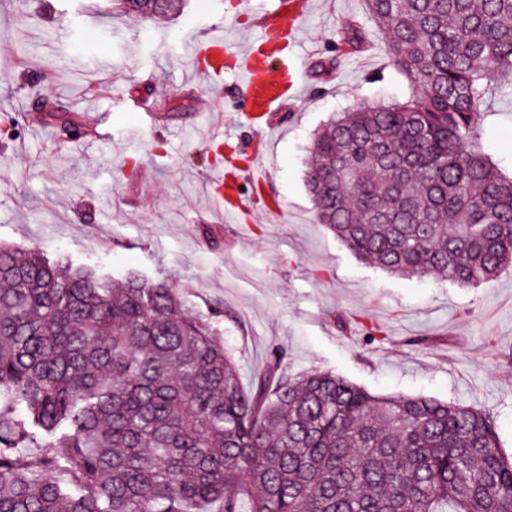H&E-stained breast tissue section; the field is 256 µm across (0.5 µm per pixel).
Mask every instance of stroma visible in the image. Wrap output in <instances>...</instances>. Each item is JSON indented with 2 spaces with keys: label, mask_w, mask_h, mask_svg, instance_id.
<instances>
[{
  "label": "stroma",
  "mask_w": 512,
  "mask_h": 512,
  "mask_svg": "<svg viewBox=\"0 0 512 512\" xmlns=\"http://www.w3.org/2000/svg\"><path fill=\"white\" fill-rule=\"evenodd\" d=\"M268 5L188 0L180 16L137 20L100 0H0V242L108 280L134 271L169 281L195 313L223 302L219 339L243 385L279 346L292 375L331 371L375 394L481 408L512 455V270L475 286L394 275L315 217L305 185L315 133L332 113L410 96L364 0H316L296 55L305 91L276 114L269 141L242 112L233 72L218 92L193 78L185 39L218 28L247 44ZM351 19L369 44L341 57L336 32ZM44 100L109 127L111 140H64ZM216 119L265 179L263 200L244 213L219 212L207 197ZM12 124L17 135L3 136ZM482 124L486 153L511 176L512 97L490 92ZM371 332L383 343L369 344Z\"/></svg>",
  "instance_id": "stroma-1"
}]
</instances>
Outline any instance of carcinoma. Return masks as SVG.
I'll return each instance as SVG.
<instances>
[{"mask_svg":"<svg viewBox=\"0 0 512 512\" xmlns=\"http://www.w3.org/2000/svg\"><path fill=\"white\" fill-rule=\"evenodd\" d=\"M178 16L186 0H117ZM411 95L315 135L319 223L361 260L461 286L512 267V176L484 151L479 107L512 95V0H366ZM341 46L363 32L341 25ZM63 135L79 122L49 106ZM179 289L0 244V512H512L493 418L431 397L375 396L283 372L271 349L241 384Z\"/></svg>","mask_w":512,"mask_h":512,"instance_id":"carcinoma-1","label":"carcinoma"}]
</instances>
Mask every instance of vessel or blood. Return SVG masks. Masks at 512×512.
Returning <instances> with one entry per match:
<instances>
[{"instance_id": "b4317fda", "label": "vessel or blood", "mask_w": 512, "mask_h": 512, "mask_svg": "<svg viewBox=\"0 0 512 512\" xmlns=\"http://www.w3.org/2000/svg\"><path fill=\"white\" fill-rule=\"evenodd\" d=\"M312 7V0H272L263 14L259 34L246 48L225 40L218 30L190 47L191 56L199 62L198 71L204 76H221L226 65H233L248 90L245 114L259 124L261 131L271 130L270 116L303 90L295 62L286 52L298 47L300 31ZM248 181L245 172L240 173L229 190L225 189L223 180L214 181L212 205L219 210L243 207L242 188Z\"/></svg>"}]
</instances>
